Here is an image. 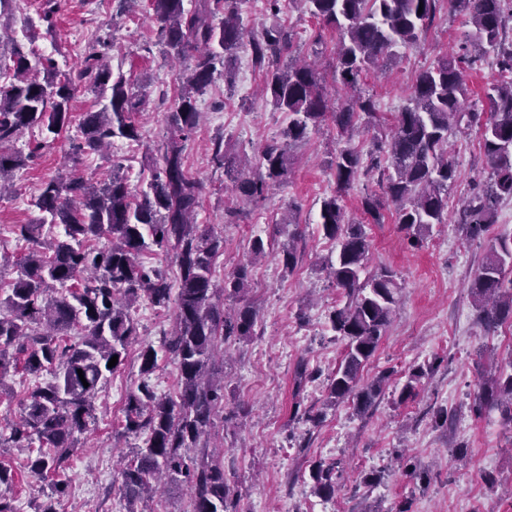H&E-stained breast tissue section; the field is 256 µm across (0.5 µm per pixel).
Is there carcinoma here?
I'll use <instances>...</instances> for the list:
<instances>
[{
	"label": "carcinoma",
	"mask_w": 512,
	"mask_h": 512,
	"mask_svg": "<svg viewBox=\"0 0 512 512\" xmlns=\"http://www.w3.org/2000/svg\"><path fill=\"white\" fill-rule=\"evenodd\" d=\"M324 26L339 32L335 81L355 88L362 75L402 57L431 25L439 0H301ZM455 11L473 27L467 40L496 51L499 80L487 92L489 111L464 108L468 97L462 59L444 56L416 76L410 104L398 117L385 142L375 145L368 159L352 145L361 125L377 119L371 96L352 97L332 108L314 65H281L292 36L279 24L266 27L249 40L253 65L264 72L267 101L286 112L290 123L284 142L265 145L256 177L241 182L244 195L262 199L268 186L290 170L288 150L330 118L338 133L330 167L336 189L320 207L323 236L336 243V261L325 263L329 278L345 302L328 314L344 355L327 387V403L352 401L360 413L369 411L383 391L386 378L360 385V372L377 351L390 326L399 290L398 274L383 267L361 277L371 241L366 225L346 219L344 199L360 174L379 170L382 195L362 198L364 212L376 224L393 206L396 223L409 242L422 244L425 232L448 220V186L455 168L448 159V134L473 126L481 130L482 147L491 175L466 200L459 223L479 237L497 222L503 203L512 200V42L502 38L512 19V0H452ZM243 0H150L160 23L159 36L169 56L190 62L174 110L168 113L169 135L158 148L163 165L139 196L131 194L126 175L96 183L91 177L59 176L43 183L34 202L41 212L35 224H17L15 233L31 247L14 261L19 274L0 297V396L5 378L23 361V370L49 375L19 400L20 420L0 447L26 448V469L37 478L61 474L86 430L94 400L108 378L124 365L136 332L132 309L142 300L157 310L175 306L172 328L161 346L179 372L176 395H159L151 383L158 369V351L151 344L139 352L140 382L127 397L121 435L143 439L133 458L119 472V491L127 512H154L136 504L153 497L166 478L191 489V512H230L233 488L224 470V453L197 458L189 450L210 434L214 417L224 407V383L212 366L218 346L231 338L255 335L257 313L248 305L230 314L224 300L245 293L249 264L224 276V295L213 281L216 258L224 253V237L212 227H200V183L188 172L184 142L197 127V99L215 75L235 82L230 67L242 46L245 30ZM92 86L106 103L83 114L76 154L98 153L116 139L138 141L134 120L143 97L124 74H113L104 54L86 55L76 75L59 73L54 60L31 50L15 53L8 83L0 85V191L24 164L17 153L3 151L18 134L41 127L56 136L72 123V101L80 83ZM212 163L229 174L238 161L216 142ZM63 227L45 236L44 226ZM105 243L97 247L95 240ZM173 253L179 271L178 288L167 274L141 261L150 246ZM283 269L292 272L300 256L295 244L281 248ZM512 229L488 239L478 271L469 284L488 334L512 321ZM118 362L108 367L113 356ZM84 378H79L77 370ZM434 371L427 363L412 368L398 401L416 396L420 380ZM88 386H83V383ZM498 409L512 423V360L482 383L475 411ZM39 448L32 450V444ZM340 462L312 466V491L322 498L335 495Z\"/></svg>",
	"instance_id": "cac0c4a2"
}]
</instances>
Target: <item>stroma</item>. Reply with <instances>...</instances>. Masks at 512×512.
I'll return each instance as SVG.
<instances>
[{
	"instance_id": "obj_1",
	"label": "stroma",
	"mask_w": 512,
	"mask_h": 512,
	"mask_svg": "<svg viewBox=\"0 0 512 512\" xmlns=\"http://www.w3.org/2000/svg\"><path fill=\"white\" fill-rule=\"evenodd\" d=\"M44 3L13 0L16 16L35 18L36 23L33 30L15 31L12 39L0 43L1 63L11 64L14 49H33L54 59L60 69L75 71L89 51L102 47L112 68L145 93L146 104L135 116L140 141L118 139L101 154L74 156L72 143L80 135L74 124L39 151L34 145L42 134L36 128L9 144V151L26 157L16 172L14 193L0 198V251L15 257L26 253L27 244L15 239L14 225L36 222L39 211L33 197L63 169L73 167L102 181L117 169L126 174L133 193L146 187L156 168V147L168 134L167 114L178 98L180 79L190 72L187 63L167 57L147 0L130 7L124 0H57L50 28L39 19ZM241 14L249 37L275 21L288 27L291 56L314 64L330 102L346 98L333 76L338 35L312 17L300 0H287L275 16L266 10L265 0H245ZM467 31L451 0H440L418 47L405 50L385 72L363 75L361 88L374 96L384 124L357 135L358 150L369 153L374 139L387 133L407 104L418 72L459 52ZM480 55L465 70L470 90L466 105L485 112L489 105L484 90L498 73L492 49H482ZM236 67L235 88L219 78L199 97L203 120L187 140L185 156L189 173L202 186L196 220L224 236V252L215 262L216 287H223L225 274L248 260L254 237L273 241L267 255L253 263L243 298L257 312V333L229 340L217 357L224 375V409L213 431L224 445V469L239 494L238 512H398L402 507L410 512H512V424L496 410L479 416L472 411L481 383L512 357V326L485 334L468 288L485 246L467 239L457 203L489 175L477 130L449 138L456 181L448 189V221L433 225L421 248L408 246L393 209L384 210L377 224L364 214L361 200L378 192L376 176L360 177L345 198L349 217L365 224L371 240L367 271L390 267L400 285L393 321L361 372L365 384L385 372L390 378L373 407L360 415L352 403H326L327 384L343 355L342 343L326 327L328 312L343 300L324 270L336 247L319 227L321 201L336 188L329 166L336 128L324 123L294 145L288 181L271 187L264 200L244 199L223 170L213 166V141L223 140L229 153L259 160L264 144L280 138L288 115L259 97L263 76L253 67L248 47H240ZM293 205L298 212L289 225L285 219ZM292 236L298 239L301 258L287 274L280 250ZM135 319L137 336L127 360L99 393L89 429L66 464L62 512H126L117 473L120 460L136 445L120 435L126 397L139 382L140 347L160 345L173 314L143 303ZM434 360L439 366L422 379L416 396L399 402L408 369ZM301 363L308 370L303 381L296 377ZM241 403L248 406V415L237 414ZM442 407L451 411L453 420L438 428L434 415ZM309 413L319 416V424L306 421ZM26 455L23 448L0 453V461L15 473L12 483L0 485V494L17 499L20 512H35L36 480L25 468ZM402 455L420 462L425 480L404 474L398 463ZM321 460L344 467L339 489L327 500L313 494L309 479L311 466ZM369 472L378 476L370 487L362 483Z\"/></svg>"
}]
</instances>
